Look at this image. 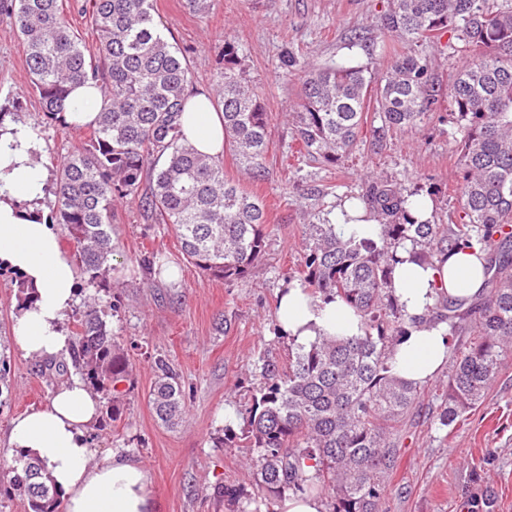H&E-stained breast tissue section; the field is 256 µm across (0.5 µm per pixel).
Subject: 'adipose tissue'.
I'll return each mask as SVG.
<instances>
[{
  "mask_svg": "<svg viewBox=\"0 0 512 512\" xmlns=\"http://www.w3.org/2000/svg\"><path fill=\"white\" fill-rule=\"evenodd\" d=\"M102 106L93 83L82 84L69 95L63 119L70 126L86 125L96 120ZM181 124L199 152L222 154L224 121L207 92L187 93ZM42 152V140L30 126L0 125V266L20 272L35 290L33 306L14 317L12 339L25 356L54 359L68 355L72 342L63 320L77 301L78 270L53 226L35 218L45 209L49 179L46 168L35 161ZM397 257L393 286L408 315H423L440 292L469 298L481 290L484 255L479 248H460L423 265L407 243ZM275 320L297 346H310L321 336L349 338L362 332L361 320L350 308L336 300H311L297 283L281 294ZM447 350L446 325L417 326L398 342L389 363L398 377L425 384L444 366ZM100 408L99 396L80 376H71L44 408L12 420L9 445L43 462L63 512H155L150 475L140 463L114 455L96 459L87 431Z\"/></svg>",
  "mask_w": 512,
  "mask_h": 512,
  "instance_id": "1",
  "label": "adipose tissue"
}]
</instances>
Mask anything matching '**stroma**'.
Returning <instances> with one entry per match:
<instances>
[{"label":"stroma","instance_id":"stroma-1","mask_svg":"<svg viewBox=\"0 0 512 512\" xmlns=\"http://www.w3.org/2000/svg\"><path fill=\"white\" fill-rule=\"evenodd\" d=\"M388 0H213L209 13L189 12L182 0H156L154 20L185 50L195 88L211 90L216 56L225 40L238 47L244 75L261 90L271 114V142L264 180L244 175L232 150L221 161L227 178L263 200L268 214L266 248L249 276L224 281L203 275L181 252L168 225L147 219L137 204L120 205L112 229L121 247L112 264V309L105 319L133 364L130 381L118 387L120 420L99 421L91 432L97 458L110 454L141 463L149 472L156 512H225L215 487L255 491L253 469L242 448H217L212 439L239 420H225V407L239 409L262 381L254 363L265 357L284 365L292 350L273 332L279 293L303 261L302 226L328 220L344 197L360 192L365 173L411 181L431 194L433 219L456 213L460 196L455 127L438 120L393 131L383 146L363 132L337 166L324 167L300 154L289 117L299 83L287 76L284 55L298 65L363 64L376 68L390 56H368L352 45L361 31L377 34ZM21 39L0 21V109L21 102L30 118L42 116ZM42 162L80 147L89 130L41 128ZM161 253L166 274L145 281L138 266L147 253ZM16 275L0 270V361L9 372L0 383V483L7 482L14 451L7 445L15 416L47 405L53 389L68 380L54 360L24 356L11 338L16 313ZM163 357L180 373L187 412L174 428L161 424L150 403L154 360ZM446 373L429 383L413 410L404 444L389 474L380 512H512V356L486 399L454 430L438 427L437 396Z\"/></svg>","mask_w":512,"mask_h":512}]
</instances>
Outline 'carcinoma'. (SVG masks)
<instances>
[{"mask_svg": "<svg viewBox=\"0 0 512 512\" xmlns=\"http://www.w3.org/2000/svg\"><path fill=\"white\" fill-rule=\"evenodd\" d=\"M153 2L86 0L82 13L97 35L91 52L65 19L62 0H0V19L25 47L27 93L39 97L46 119L59 123L71 87L99 84L103 107L90 139L56 165L49 222L73 244L86 284L100 290L111 287L112 217L124 200L137 201L154 223L170 225L208 276L243 279L265 249L263 201L227 179L224 166L181 133L193 74L186 53L155 26ZM491 2L389 0L382 30L364 47L372 55L395 35L409 50L383 70L342 64L302 70L295 57L284 58L287 73L300 82L292 112L296 139L325 166L349 155L367 126L379 145L389 131L435 116L456 124L460 210L448 224L419 223L406 208L413 189L371 180L349 200L378 222L377 238L305 225L301 286L313 299H337L352 309L363 333L298 347L284 368L259 359L263 386L244 403L242 425L216 438L251 454L257 487L248 498L219 487L229 512H270L290 491L322 496L326 512H379L402 432L426 389L391 372L397 342L417 324L448 326V381L436 418L450 430L482 404L512 354V4ZM444 32L466 53L446 91L428 57L415 50ZM211 96L239 164L264 176L270 113L230 41ZM407 241L428 264L457 247L479 245L486 256L482 293L470 302L444 295L425 316L407 315L392 283L397 248ZM139 266L147 278L165 271L154 253L140 257ZM71 318L75 373L97 392L128 381L130 361L100 305L89 303ZM154 367L150 403L163 424L174 426L185 414L180 374L160 357ZM17 454L5 493L26 500L30 512H59L60 495L44 466L21 449Z\"/></svg>", "mask_w": 512, "mask_h": 512, "instance_id": "1", "label": "carcinoma"}]
</instances>
